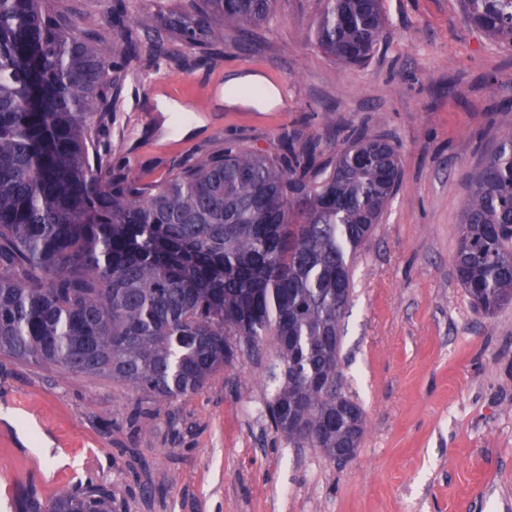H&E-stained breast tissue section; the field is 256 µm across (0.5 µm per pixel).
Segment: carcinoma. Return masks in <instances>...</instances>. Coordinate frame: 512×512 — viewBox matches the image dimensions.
I'll return each mask as SVG.
<instances>
[{"instance_id":"carcinoma-1","label":"carcinoma","mask_w":512,"mask_h":512,"mask_svg":"<svg viewBox=\"0 0 512 512\" xmlns=\"http://www.w3.org/2000/svg\"><path fill=\"white\" fill-rule=\"evenodd\" d=\"M460 4L512 48V0ZM271 13L272 0H182L129 23L124 0L76 19L51 0H0V352L170 401L233 360L230 337L270 336L271 424L332 460L364 433L361 407L336 392L340 301L398 187L397 146L366 134L327 161L291 140L280 160L231 146L147 185L112 167L104 137L127 73L180 62L176 43L218 50L224 28ZM384 23L383 0H326L315 37L338 63L363 64ZM105 24L122 45L115 60ZM454 266L477 311L512 302V121L472 181ZM26 504L113 512L104 485Z\"/></svg>"}]
</instances>
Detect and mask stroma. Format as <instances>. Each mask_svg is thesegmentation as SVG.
Wrapping results in <instances>:
<instances>
[{"label": "stroma", "instance_id": "1", "mask_svg": "<svg viewBox=\"0 0 512 512\" xmlns=\"http://www.w3.org/2000/svg\"><path fill=\"white\" fill-rule=\"evenodd\" d=\"M323 6L276 0L250 50L228 29L220 58L194 49L191 67L128 77L108 139L113 167L145 183L230 142L278 156L286 131L327 156L363 131L397 146L401 181L351 264L341 320V390L365 413L355 456L274 432L267 343L172 401L0 355V512L91 481L111 488L115 512H512V304L478 313L453 265L471 181L512 120V48L459 0H384L376 52L345 66L308 37ZM242 63L286 80L287 111L226 112L176 148L147 145L149 80L195 106L196 77Z\"/></svg>", "mask_w": 512, "mask_h": 512}]
</instances>
